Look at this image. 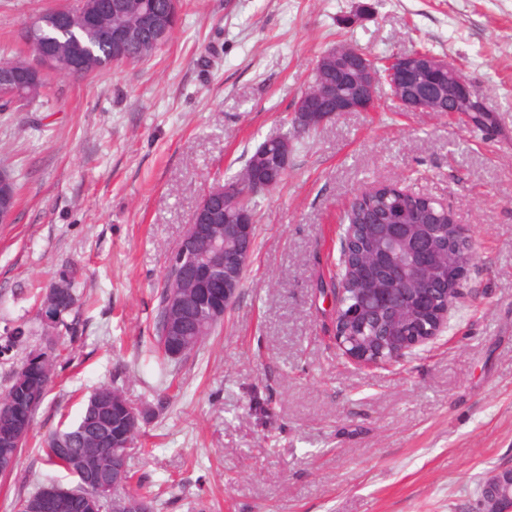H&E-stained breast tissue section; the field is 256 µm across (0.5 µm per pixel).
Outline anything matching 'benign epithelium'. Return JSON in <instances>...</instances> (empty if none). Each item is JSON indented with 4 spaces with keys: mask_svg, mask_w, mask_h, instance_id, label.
Segmentation results:
<instances>
[{
    "mask_svg": "<svg viewBox=\"0 0 512 512\" xmlns=\"http://www.w3.org/2000/svg\"><path fill=\"white\" fill-rule=\"evenodd\" d=\"M139 24L150 29L157 40L166 35V26L153 0L142 7ZM59 61L52 54L38 58L20 59L16 68L39 73L54 70ZM388 70L381 72L376 63L361 52L344 46L327 49L318 62L321 69H336V74L354 73L357 80L351 86L336 80L324 82L305 91L296 101L291 121L300 129L323 126L331 118L347 112H370L375 107L377 84H389L402 106L409 112L484 113L483 98L472 83L447 60L426 57L419 53H400L387 61ZM247 188L258 191L270 185L268 179L249 169L242 175ZM224 197V183L212 184L206 196L193 211L189 224L169 257L168 268L175 270L177 281L171 283L165 296L166 318L161 336L167 349L180 356L189 350L185 336V317L190 303L206 309V321L216 325L235 302L248 266L255 235V225L247 214L235 210L221 212L213 201ZM448 216V239L464 242L476 252L473 239L456 223L448 206L437 202ZM437 224H380L375 229L370 250L363 253L360 268L369 274L368 288L361 293L360 310L372 311L379 317L392 308L393 320L385 325L380 346L398 340L401 357L423 346L445 328L448 311L455 299L447 296L448 285L442 277L445 268L455 270V292H460L469 262L456 258L455 248L439 246ZM65 288L60 281L48 288L39 309V319L55 325L63 313L71 310L58 303V293ZM344 356L357 365L380 362V357L367 360V355L346 348L342 337L335 336ZM126 433L112 441L114 451L104 454L100 461L86 465L76 472L78 486L66 489L56 484L41 488L22 512H64L72 501L82 502L85 512H152L148 500L137 496L113 495L110 487L98 482L99 470L112 471L113 478L126 469L133 435L140 430L135 407L122 406ZM31 422L15 423L3 432V444L21 446L30 432Z\"/></svg>",
    "mask_w": 512,
    "mask_h": 512,
    "instance_id": "7a95c632",
    "label": "benign epithelium"
}]
</instances>
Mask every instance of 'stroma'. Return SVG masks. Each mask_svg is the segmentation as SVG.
I'll return each instance as SVG.
<instances>
[{"instance_id": "35a3bbf8", "label": "stroma", "mask_w": 512, "mask_h": 512, "mask_svg": "<svg viewBox=\"0 0 512 512\" xmlns=\"http://www.w3.org/2000/svg\"><path fill=\"white\" fill-rule=\"evenodd\" d=\"M70 2L0 0V59L22 49L26 22ZM339 44L448 60L493 123L406 111L382 82L372 111L300 135L286 179L260 197L224 322L158 365L160 286L196 204L216 171L239 174L284 133ZM48 82L0 112V165L21 186L0 224V338H17L0 390L43 346L36 310L62 276L79 337L58 339L0 512L45 484L77 486L42 441L109 382L143 414L129 466L154 512H481L482 484L512 463V0H183L148 61ZM383 183L443 200L477 258L439 336L362 367L336 345L330 290L347 206Z\"/></svg>"}]
</instances>
